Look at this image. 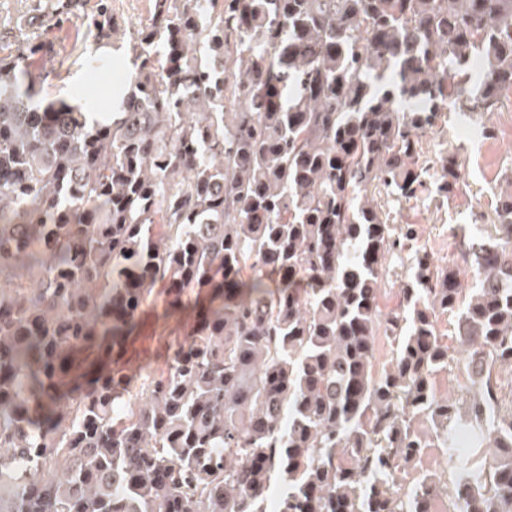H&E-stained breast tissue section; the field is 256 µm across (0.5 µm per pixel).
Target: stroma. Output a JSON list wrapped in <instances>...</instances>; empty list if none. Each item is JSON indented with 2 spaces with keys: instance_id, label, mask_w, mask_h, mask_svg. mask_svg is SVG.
I'll return each instance as SVG.
<instances>
[{
  "instance_id": "35a3bbf8",
  "label": "stroma",
  "mask_w": 512,
  "mask_h": 512,
  "mask_svg": "<svg viewBox=\"0 0 512 512\" xmlns=\"http://www.w3.org/2000/svg\"><path fill=\"white\" fill-rule=\"evenodd\" d=\"M45 0H0V29L39 17L34 36L47 41V54L42 59L43 94L48 98L78 96L85 86L82 66L84 51L96 49V39L83 15H73L63 23L40 15ZM114 31L110 39L112 55L128 56L138 29L147 22L153 0H111ZM455 152L464 182L460 190L441 205L425 195L403 204L393 203L386 195L376 200L390 211L395 223L419 227L420 242L432 254L436 264L444 265L460 258L465 245L495 220L498 193L504 189V175L512 171V95L506 96L496 112L482 116L445 113L438 128L424 138L426 159L434 161ZM193 309L176 316L166 313L162 292H155L146 306L137 329L134 347L143 365L162 364L164 343L172 329L189 323ZM453 314L440 315L438 328L448 345L451 358L448 369L434 377L437 394L457 401L470 397L471 385L462 364L464 354L453 333Z\"/></svg>"
}]
</instances>
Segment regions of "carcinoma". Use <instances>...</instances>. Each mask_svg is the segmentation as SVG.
Listing matches in <instances>:
<instances>
[{
  "mask_svg": "<svg viewBox=\"0 0 512 512\" xmlns=\"http://www.w3.org/2000/svg\"><path fill=\"white\" fill-rule=\"evenodd\" d=\"M80 0H55L68 16ZM89 26L111 37L98 0ZM0 56V512H512V177L439 267L397 203L459 189L423 137L512 92V0H154L94 126L43 101V43ZM405 257L396 305L387 258ZM201 301L156 369L141 309ZM474 392L440 397L437 319ZM393 360L379 367V337ZM428 422L432 434L421 433ZM472 451L399 481L425 448Z\"/></svg>",
  "mask_w": 512,
  "mask_h": 512,
  "instance_id": "1",
  "label": "carcinoma"
}]
</instances>
